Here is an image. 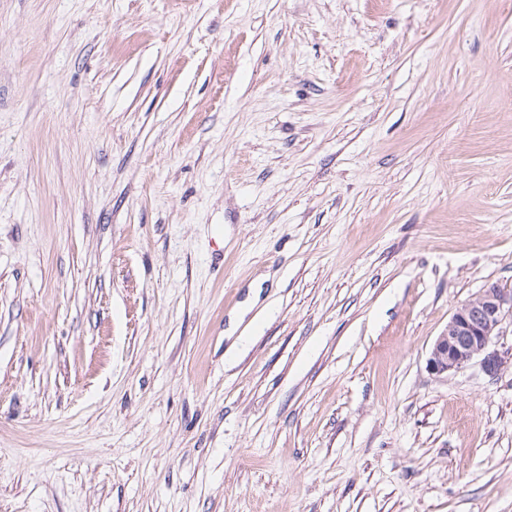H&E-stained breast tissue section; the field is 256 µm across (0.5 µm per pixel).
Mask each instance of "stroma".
<instances>
[{"label":"stroma","mask_w":512,"mask_h":512,"mask_svg":"<svg viewBox=\"0 0 512 512\" xmlns=\"http://www.w3.org/2000/svg\"><path fill=\"white\" fill-rule=\"evenodd\" d=\"M489 283L512 0H0V512H512ZM508 318L512 321L511 290L488 285L451 317L431 349L427 367L434 374L447 375L479 359L486 374L497 375L504 360L491 345Z\"/></svg>","instance_id":"obj_1"}]
</instances>
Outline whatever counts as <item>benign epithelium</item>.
I'll list each match as a JSON object with an SVG mask.
<instances>
[{
	"instance_id": "benign-epithelium-1",
	"label": "benign epithelium",
	"mask_w": 512,
	"mask_h": 512,
	"mask_svg": "<svg viewBox=\"0 0 512 512\" xmlns=\"http://www.w3.org/2000/svg\"><path fill=\"white\" fill-rule=\"evenodd\" d=\"M509 318L512 319V292L496 284L487 286L451 317L431 349L427 367L443 375L477 359L486 374L497 375L504 360L491 345Z\"/></svg>"
}]
</instances>
